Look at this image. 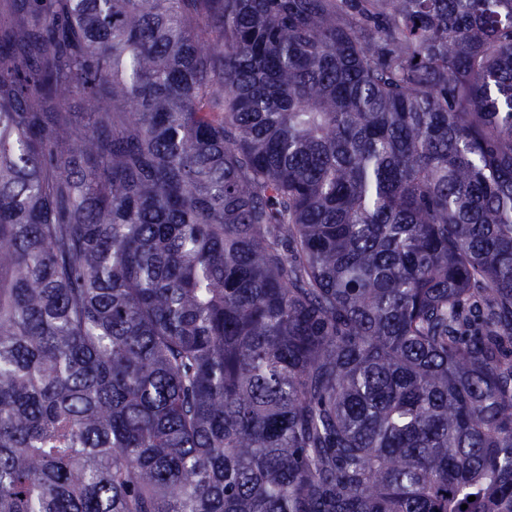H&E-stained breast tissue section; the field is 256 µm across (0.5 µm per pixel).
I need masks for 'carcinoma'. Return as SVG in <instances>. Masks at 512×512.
Returning <instances> with one entry per match:
<instances>
[{"instance_id":"cac0c4a2","label":"carcinoma","mask_w":512,"mask_h":512,"mask_svg":"<svg viewBox=\"0 0 512 512\" xmlns=\"http://www.w3.org/2000/svg\"><path fill=\"white\" fill-rule=\"evenodd\" d=\"M4 2L0 512H512V0Z\"/></svg>"}]
</instances>
